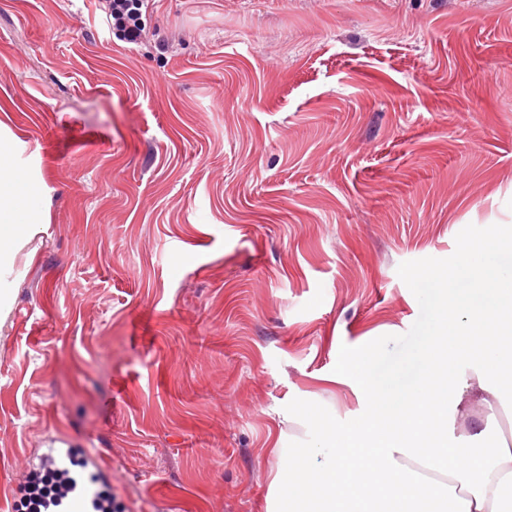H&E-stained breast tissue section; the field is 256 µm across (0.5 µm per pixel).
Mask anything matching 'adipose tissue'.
Here are the masks:
<instances>
[{"mask_svg":"<svg viewBox=\"0 0 512 512\" xmlns=\"http://www.w3.org/2000/svg\"><path fill=\"white\" fill-rule=\"evenodd\" d=\"M29 206L28 188L0 171V249ZM488 250L511 255L512 233L487 225L468 235L456 266L426 275L440 313L412 385L380 379L376 349L355 350L331 379L367 396L365 419L339 423L313 409L283 414L282 424L310 429L318 444L289 452L291 476L272 481L267 512H426L424 500L447 494L449 512H512V441L501 436L478 448L449 435L457 419L504 402L497 372L512 353V285L501 268L471 264ZM315 457L320 466H312Z\"/></svg>","mask_w":512,"mask_h":512,"instance_id":"obj_1","label":"adipose tissue"}]
</instances>
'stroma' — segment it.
<instances>
[{"label":"stroma","mask_w":512,"mask_h":512,"mask_svg":"<svg viewBox=\"0 0 512 512\" xmlns=\"http://www.w3.org/2000/svg\"><path fill=\"white\" fill-rule=\"evenodd\" d=\"M0 0V512L85 449L126 512H266L281 415L414 368L422 276L512 225V0ZM106 13L112 38L128 44H138L146 35L149 0H99ZM29 189L14 174L0 171V249L8 246L17 232L30 221Z\"/></svg>","instance_id":"35a3bbf8"}]
</instances>
